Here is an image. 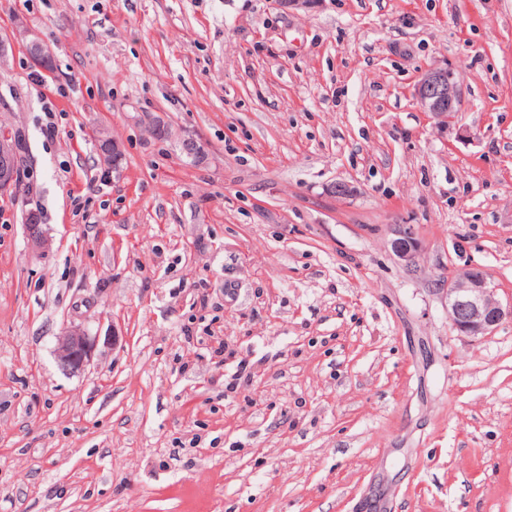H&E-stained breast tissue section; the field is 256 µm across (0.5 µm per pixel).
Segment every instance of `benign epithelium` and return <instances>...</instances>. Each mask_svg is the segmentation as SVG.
<instances>
[{
  "mask_svg": "<svg viewBox=\"0 0 512 512\" xmlns=\"http://www.w3.org/2000/svg\"><path fill=\"white\" fill-rule=\"evenodd\" d=\"M30 56L37 66H43L51 59V52L42 41L33 37L29 42ZM462 90L455 73L449 67L426 71L415 87V100L419 107L430 113L443 127L456 124L458 105ZM99 152L112 160V171L121 168L123 149L114 137L98 136ZM182 155L196 165L206 162L207 154L193 137L181 141ZM19 154L12 136L0 134V193L17 189ZM35 211L29 210L28 239L31 246L41 250L48 244L42 225L34 219ZM397 238L392 247L409 267L416 266L419 254V240L415 228L404 224L396 230ZM448 317L455 330L466 336H484L491 333L505 318L512 319V302L503 305L497 298L496 288L487 274L476 265H470L448 282ZM99 341V336L90 333L81 323L65 326L55 349L60 367L69 373L78 374L90 363Z\"/></svg>",
  "mask_w": 512,
  "mask_h": 512,
  "instance_id": "obj_1",
  "label": "benign epithelium"
}]
</instances>
